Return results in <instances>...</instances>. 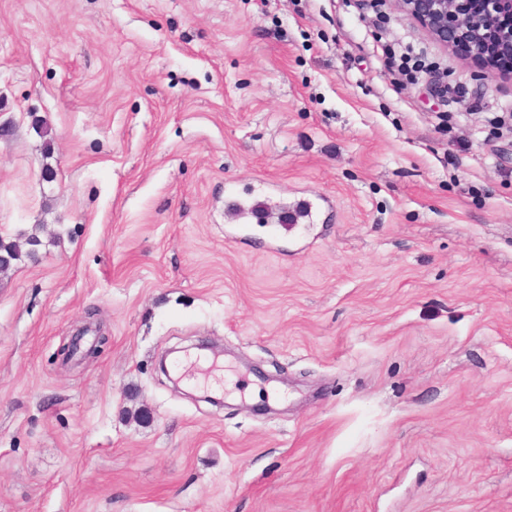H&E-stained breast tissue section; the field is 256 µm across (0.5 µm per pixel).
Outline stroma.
Returning a JSON list of instances; mask_svg holds the SVG:
<instances>
[{
	"label": "stroma",
	"instance_id": "obj_1",
	"mask_svg": "<svg viewBox=\"0 0 512 512\" xmlns=\"http://www.w3.org/2000/svg\"><path fill=\"white\" fill-rule=\"evenodd\" d=\"M31 235L0 512H512V84L393 0H0V241ZM225 208L236 212L238 216L244 215L249 221L246 223H258L262 217L264 201L257 199V197L250 200L227 198L225 199Z\"/></svg>",
	"mask_w": 512,
	"mask_h": 512
}]
</instances>
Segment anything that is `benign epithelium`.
<instances>
[{
    "instance_id": "benign-epithelium-1",
    "label": "benign epithelium",
    "mask_w": 512,
    "mask_h": 512,
    "mask_svg": "<svg viewBox=\"0 0 512 512\" xmlns=\"http://www.w3.org/2000/svg\"><path fill=\"white\" fill-rule=\"evenodd\" d=\"M440 44L465 43L495 69L499 57L512 55V0H395Z\"/></svg>"
}]
</instances>
